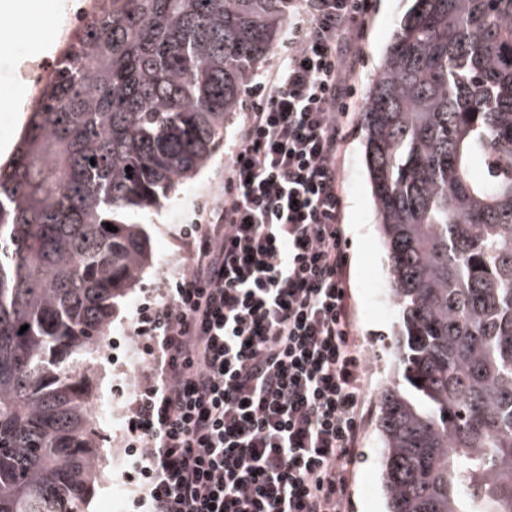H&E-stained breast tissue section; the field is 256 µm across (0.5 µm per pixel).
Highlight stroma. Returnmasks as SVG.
Masks as SVG:
<instances>
[{"label":"stroma","instance_id":"1","mask_svg":"<svg viewBox=\"0 0 512 512\" xmlns=\"http://www.w3.org/2000/svg\"><path fill=\"white\" fill-rule=\"evenodd\" d=\"M371 21L362 41V59L355 76L358 102H365L377 77L380 62L392 41L399 18L406 9L405 0H373ZM60 0H12L13 8L0 13V47L17 48L23 57H31L36 42L57 43V14ZM37 15V29L21 27L20 17ZM255 89L247 84L240 97L241 111L232 113L224 124V134L201 170L184 181L178 192L158 206L134 214L143 224L152 250L151 264L142 269L135 287L116 299L108 341L99 349L90 374L98 420L95 430L100 440V471L85 493L83 512H130V494H123L120 505L112 503V485L128 469L122 437L126 430L125 398L132 381L123 365L136 355L134 344L123 330L136 315L143 293L162 276L177 279L181 273L179 231L191 223L193 210L220 188L248 105ZM346 154L344 198V242L349 256V283L354 307L357 339L365 351L366 403L362 420V441L352 466L349 486L351 512H383L377 485L380 442L376 429L378 401L392 366L397 360L393 335L399 315L391 299L387 277V257L378 226L375 204L368 181L363 127L354 123L344 144Z\"/></svg>","mask_w":512,"mask_h":512}]
</instances>
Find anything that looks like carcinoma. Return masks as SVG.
Instances as JSON below:
<instances>
[{
  "instance_id": "carcinoma-1",
  "label": "carcinoma",
  "mask_w": 512,
  "mask_h": 512,
  "mask_svg": "<svg viewBox=\"0 0 512 512\" xmlns=\"http://www.w3.org/2000/svg\"><path fill=\"white\" fill-rule=\"evenodd\" d=\"M408 2L362 112L402 318L380 487L387 512H512V0ZM287 19L95 0L27 113L0 163V512H81L100 453L73 366L150 260L123 216L208 160Z\"/></svg>"
}]
</instances>
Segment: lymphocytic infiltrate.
Listing matches in <instances>:
<instances>
[{
    "mask_svg": "<svg viewBox=\"0 0 512 512\" xmlns=\"http://www.w3.org/2000/svg\"><path fill=\"white\" fill-rule=\"evenodd\" d=\"M371 0H289L294 23L231 150L125 333L138 512H350L366 357L343 239L353 57Z\"/></svg>",
    "mask_w": 512,
    "mask_h": 512,
    "instance_id": "1",
    "label": "lymphocytic infiltrate"
}]
</instances>
